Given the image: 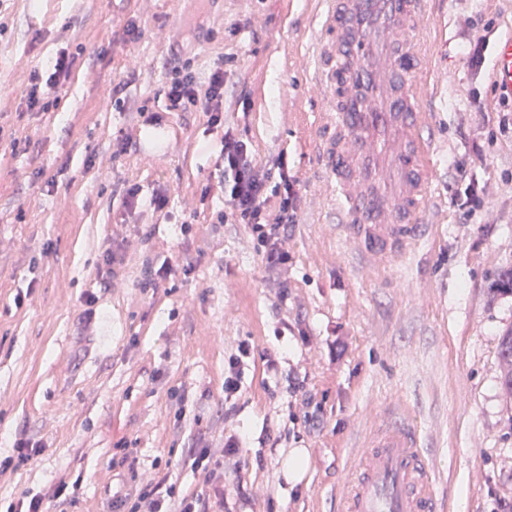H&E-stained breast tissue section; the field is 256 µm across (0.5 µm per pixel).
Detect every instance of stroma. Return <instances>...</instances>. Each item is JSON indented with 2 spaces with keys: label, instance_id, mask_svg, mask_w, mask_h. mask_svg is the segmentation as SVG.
Here are the masks:
<instances>
[{
  "label": "stroma",
  "instance_id": "stroma-1",
  "mask_svg": "<svg viewBox=\"0 0 512 512\" xmlns=\"http://www.w3.org/2000/svg\"><path fill=\"white\" fill-rule=\"evenodd\" d=\"M193 8L0 0V460L19 439L40 449L0 476V506L65 475L82 480L76 504L48 499L46 512H112L158 462L179 492L210 499L184 451L219 452L238 434L243 466L224 478L223 512H341L387 407L416 420L441 512L512 502V402L500 389L512 294L497 289L512 269V138L498 130L512 99L461 52L463 34L512 33V0L425 2L437 194L419 245L385 266L352 248L315 155L322 102L307 66L318 0H211L197 19ZM132 24L139 38L127 35ZM60 52L74 64L57 107L28 110L31 73ZM219 58L226 126L259 158L284 155L299 182L282 277L264 268L247 225L212 221L224 204L221 130L203 113L166 109L174 64L203 79ZM125 137L133 147L122 153ZM452 156L486 186L467 224L448 190ZM157 192L170 221L149 204ZM108 249L114 276L103 288ZM166 260L191 271L149 288V270ZM338 336L349 347L335 363ZM243 342L250 355L228 401L225 367ZM119 443L131 455L116 467ZM297 448L305 471L294 484L283 462Z\"/></svg>",
  "mask_w": 512,
  "mask_h": 512
}]
</instances>
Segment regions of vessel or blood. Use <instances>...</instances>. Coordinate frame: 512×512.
I'll list each match as a JSON object with an SVG mask.
<instances>
[{
  "instance_id": "1",
  "label": "vessel or blood",
  "mask_w": 512,
  "mask_h": 512,
  "mask_svg": "<svg viewBox=\"0 0 512 512\" xmlns=\"http://www.w3.org/2000/svg\"><path fill=\"white\" fill-rule=\"evenodd\" d=\"M424 0H319L312 71L325 89L318 159L356 249L374 264L425 234L433 145L420 86L433 71L420 36ZM494 80L512 93V36L494 48ZM418 427L384 412L349 481L343 512H438Z\"/></svg>"
}]
</instances>
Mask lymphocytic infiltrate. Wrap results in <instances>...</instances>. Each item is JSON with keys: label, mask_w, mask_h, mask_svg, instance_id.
Masks as SVG:
<instances>
[{"label": "lymphocytic infiltrate", "mask_w": 512, "mask_h": 512, "mask_svg": "<svg viewBox=\"0 0 512 512\" xmlns=\"http://www.w3.org/2000/svg\"><path fill=\"white\" fill-rule=\"evenodd\" d=\"M72 65V59L62 53L47 71L33 72L26 95L28 109L47 110L48 97L65 87ZM166 98L168 111L196 110L205 114L209 127L223 128L221 187L227 207L218 211L217 220L222 224L249 225L266 269L280 273L288 265V229L297 222L299 199L298 181L284 158L258 159L247 141L224 129L223 66H215L204 81L198 80L189 66L173 67ZM243 443V437H229L219 456L207 447L187 449L183 464L202 474L205 482H216L224 471L240 470L238 450ZM169 500L174 501L176 512H208L207 501L194 494L178 495L175 484L162 472L143 480L134 497L119 500L115 512H163V505Z\"/></svg>", "instance_id": "1"}]
</instances>
